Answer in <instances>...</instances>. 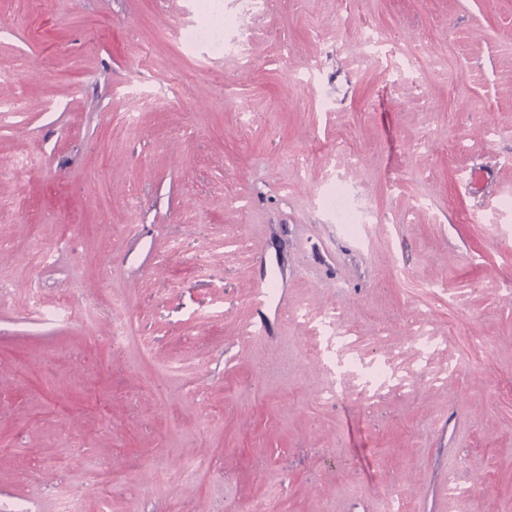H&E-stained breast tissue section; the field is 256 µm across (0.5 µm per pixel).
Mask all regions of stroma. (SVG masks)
Wrapping results in <instances>:
<instances>
[{"mask_svg": "<svg viewBox=\"0 0 512 512\" xmlns=\"http://www.w3.org/2000/svg\"><path fill=\"white\" fill-rule=\"evenodd\" d=\"M0 74V512H512V0H0ZM331 307L418 384L319 402Z\"/></svg>", "mask_w": 512, "mask_h": 512, "instance_id": "stroma-1", "label": "stroma"}]
</instances>
